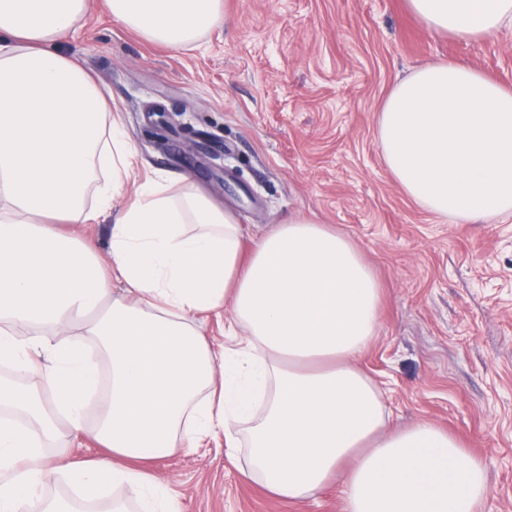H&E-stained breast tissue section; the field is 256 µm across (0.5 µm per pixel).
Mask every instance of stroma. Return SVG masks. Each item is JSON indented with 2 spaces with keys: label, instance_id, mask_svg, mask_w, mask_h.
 <instances>
[{
  "label": "stroma",
  "instance_id": "stroma-1",
  "mask_svg": "<svg viewBox=\"0 0 512 512\" xmlns=\"http://www.w3.org/2000/svg\"><path fill=\"white\" fill-rule=\"evenodd\" d=\"M222 10L220 26L173 50L90 0L58 49L118 108L144 171L192 174L236 213L243 251L296 213L352 238L382 292L377 336L356 363L392 425L455 436L486 471L484 512H512V219L438 222L390 175L377 139L396 77L428 61L512 87V31L458 41L424 28L405 0H222ZM97 453L60 434L43 449L39 495L81 499L66 467ZM245 464L217 438L142 466L182 512H344L336 485L288 502Z\"/></svg>",
  "mask_w": 512,
  "mask_h": 512
}]
</instances>
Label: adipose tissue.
I'll return each instance as SVG.
<instances>
[{
    "instance_id": "ef3b65f1",
    "label": "adipose tissue",
    "mask_w": 512,
    "mask_h": 512,
    "mask_svg": "<svg viewBox=\"0 0 512 512\" xmlns=\"http://www.w3.org/2000/svg\"><path fill=\"white\" fill-rule=\"evenodd\" d=\"M108 2L144 40L175 50L222 19L221 0ZM407 6L460 41L512 29V0ZM87 8L0 0V365L31 378L0 382V512H26L61 422L102 449L71 466L75 482L138 487L140 512L179 508L130 459L217 436L247 448L248 477L289 501L333 481L344 512H475L488 495L482 463L433 424L387 430L383 394L355 364L380 311L358 246L297 214L246 257L236 215L192 180L175 194L160 177L138 181L120 114L54 48ZM378 141L395 181L440 222L512 217V89L481 71L439 60L396 80ZM122 196L108 262L51 228L94 222ZM211 313L237 349L205 336Z\"/></svg>"
}]
</instances>
